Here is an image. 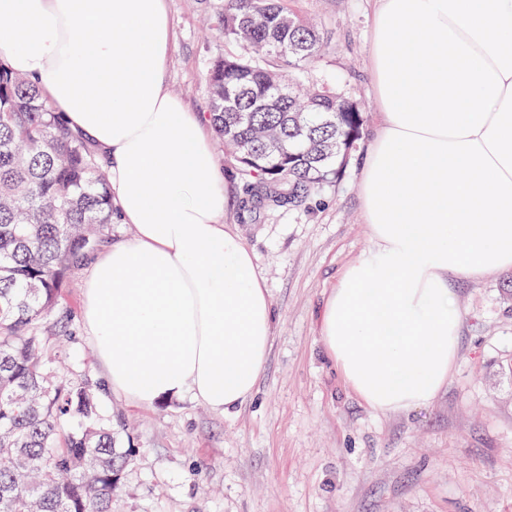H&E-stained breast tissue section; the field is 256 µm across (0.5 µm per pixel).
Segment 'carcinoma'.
I'll use <instances>...</instances> for the list:
<instances>
[{
  "mask_svg": "<svg viewBox=\"0 0 512 512\" xmlns=\"http://www.w3.org/2000/svg\"><path fill=\"white\" fill-rule=\"evenodd\" d=\"M285 0H222L209 116L254 195L296 205L338 174L361 112L306 82L325 32ZM112 190L90 142L26 77L0 63V512H112L137 448H120L94 392L50 370L48 325L71 272L112 223Z\"/></svg>",
  "mask_w": 512,
  "mask_h": 512,
  "instance_id": "1",
  "label": "carcinoma"
}]
</instances>
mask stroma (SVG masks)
I'll return each instance as SVG.
<instances>
[{"instance_id": "1", "label": "stroma", "mask_w": 512, "mask_h": 512, "mask_svg": "<svg viewBox=\"0 0 512 512\" xmlns=\"http://www.w3.org/2000/svg\"><path fill=\"white\" fill-rule=\"evenodd\" d=\"M322 25L312 67L356 101L362 135L338 177L295 207L253 202L235 162L224 170V220L252 250L274 328L256 393L226 416L191 396L151 407L104 389L80 307L83 271L62 290L70 321L51 326L68 378L99 386L122 447L138 449L112 512H512V270L453 288L463 313L454 367L428 406L379 413L346 384L319 338L344 268L372 246L359 180L381 115L369 56L371 0H288ZM220 0H166L175 31L167 87L207 115L206 65L217 50L205 19Z\"/></svg>"}]
</instances>
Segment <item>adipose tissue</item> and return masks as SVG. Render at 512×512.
<instances>
[{
	"mask_svg": "<svg viewBox=\"0 0 512 512\" xmlns=\"http://www.w3.org/2000/svg\"><path fill=\"white\" fill-rule=\"evenodd\" d=\"M165 0H0V63L34 83L107 162L132 239L88 264L82 319L113 392L191 394L227 413L254 394L272 311L224 224L203 117L166 89ZM384 116L363 167L372 247L343 271L320 339L373 410L428 405L461 321L451 278L512 269V0H374Z\"/></svg>",
	"mask_w": 512,
	"mask_h": 512,
	"instance_id": "obj_1",
	"label": "adipose tissue"
}]
</instances>
